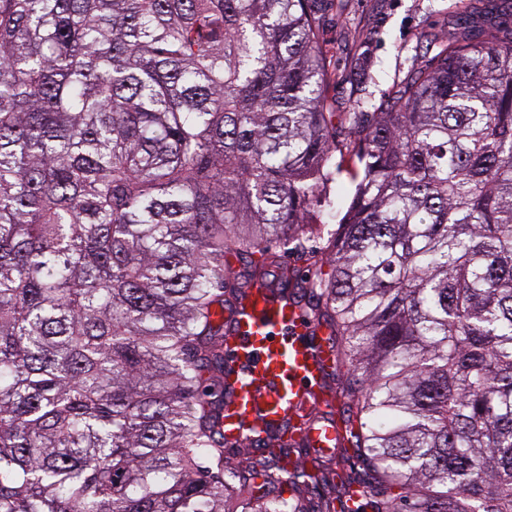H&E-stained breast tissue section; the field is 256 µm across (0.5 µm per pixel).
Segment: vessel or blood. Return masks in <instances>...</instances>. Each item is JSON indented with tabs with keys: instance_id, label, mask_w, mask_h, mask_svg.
I'll return each mask as SVG.
<instances>
[{
	"instance_id": "1",
	"label": "vessel or blood",
	"mask_w": 512,
	"mask_h": 512,
	"mask_svg": "<svg viewBox=\"0 0 512 512\" xmlns=\"http://www.w3.org/2000/svg\"><path fill=\"white\" fill-rule=\"evenodd\" d=\"M224 326L226 445L257 444L280 430L315 454L337 448L344 435L339 406L323 391L333 352L302 303L257 284L225 310Z\"/></svg>"
}]
</instances>
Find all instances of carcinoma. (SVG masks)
Wrapping results in <instances>:
<instances>
[{
    "instance_id": "carcinoma-1",
    "label": "carcinoma",
    "mask_w": 512,
    "mask_h": 512,
    "mask_svg": "<svg viewBox=\"0 0 512 512\" xmlns=\"http://www.w3.org/2000/svg\"><path fill=\"white\" fill-rule=\"evenodd\" d=\"M310 2L0 0V512H512V28L473 0L372 113L325 259L356 115ZM273 273L330 330L346 445L230 465L222 310Z\"/></svg>"
}]
</instances>
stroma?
<instances>
[{"label":"stroma","mask_w":512,"mask_h":512,"mask_svg":"<svg viewBox=\"0 0 512 512\" xmlns=\"http://www.w3.org/2000/svg\"><path fill=\"white\" fill-rule=\"evenodd\" d=\"M466 0H312L318 44L326 61L325 106L356 113V129L336 133L342 171L332 193L344 210L361 141L357 130L395 95L410 71L424 67L431 39L447 37Z\"/></svg>","instance_id":"35a3bbf8"}]
</instances>
